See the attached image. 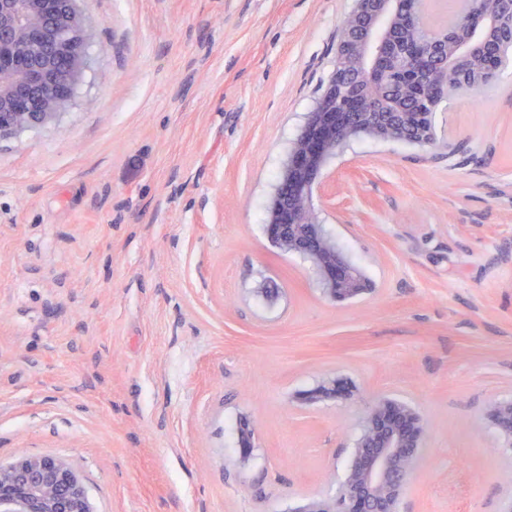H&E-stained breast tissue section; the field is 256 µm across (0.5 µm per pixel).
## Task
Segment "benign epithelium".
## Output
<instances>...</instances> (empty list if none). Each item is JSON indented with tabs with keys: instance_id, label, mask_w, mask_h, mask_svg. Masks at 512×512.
<instances>
[{
	"instance_id": "7a95c632",
	"label": "benign epithelium",
	"mask_w": 512,
	"mask_h": 512,
	"mask_svg": "<svg viewBox=\"0 0 512 512\" xmlns=\"http://www.w3.org/2000/svg\"><path fill=\"white\" fill-rule=\"evenodd\" d=\"M78 0H0V138L53 121L71 100L87 68L85 19ZM431 37L441 53L438 70L420 79L412 60L419 44L402 43L393 22ZM497 31L512 40V0H487L476 18L459 0L446 28L433 29L424 0H355L338 34L343 53L302 131L288 150L279 189L268 210V239L288 252L307 255L323 292L333 301L365 292L359 274L347 267L325 231L314 205L327 163L360 136L395 141L404 133L394 123L373 119L397 114L396 89L432 107L444 102L440 90L448 67L472 61ZM328 379L298 396L301 404L336 396ZM341 396L350 400L353 390ZM487 418L503 447L512 449V401L489 398ZM427 421L411 404L377 398L361 418L349 465L334 498H311L295 512H400L407 483L418 470ZM0 512H91L87 491L74 470L51 457L24 456L0 467Z\"/></svg>"
}]
</instances>
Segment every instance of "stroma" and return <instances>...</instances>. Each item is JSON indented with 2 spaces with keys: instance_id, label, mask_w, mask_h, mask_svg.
I'll return each mask as SVG.
<instances>
[{
  "instance_id": "obj_1",
  "label": "stroma",
  "mask_w": 512,
  "mask_h": 512,
  "mask_svg": "<svg viewBox=\"0 0 512 512\" xmlns=\"http://www.w3.org/2000/svg\"><path fill=\"white\" fill-rule=\"evenodd\" d=\"M353 3L80 0L71 102L0 139V465L69 464L93 512H294L335 496L387 395L428 422L402 512H500L512 66L443 105L433 146L359 138L324 171L369 291L328 299L266 235ZM327 377L354 398L295 403ZM487 418L497 427L503 448L512 449V401L490 397L484 406Z\"/></svg>"
}]
</instances>
